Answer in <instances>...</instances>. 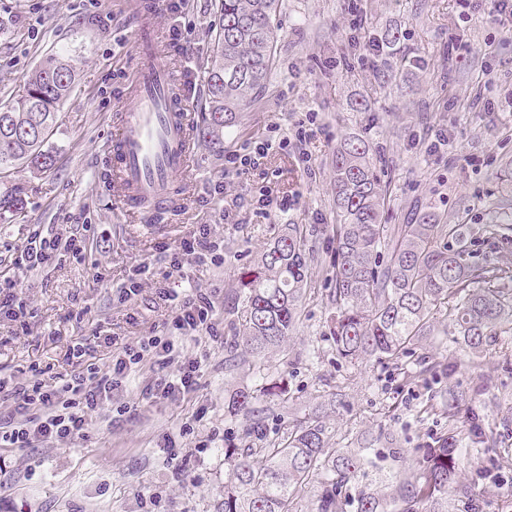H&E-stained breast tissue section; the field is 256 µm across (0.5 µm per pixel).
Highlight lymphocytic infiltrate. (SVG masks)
Here are the masks:
<instances>
[{
  "label": "lymphocytic infiltrate",
  "instance_id": "lymphocytic-infiltrate-1",
  "mask_svg": "<svg viewBox=\"0 0 512 512\" xmlns=\"http://www.w3.org/2000/svg\"><path fill=\"white\" fill-rule=\"evenodd\" d=\"M87 252L86 241L80 236L61 238L49 230H35L25 244L13 254L15 267L22 271L44 268L61 257L81 262ZM208 260L223 263L219 243L211 236L208 225H197L183 240L178 252L171 256L170 267L181 271L185 262ZM163 301L173 303L172 335L148 336L136 344L119 347L113 353L108 369L90 363L70 378L49 385L40 371H33L25 382L13 376H0V401L10 404L7 414L0 415V445L9 448H36L55 439L84 435L90 425V413L111 404L112 395L145 357L171 366V373L150 394L185 395L195 390L199 367L196 361L181 359L175 349L176 335L199 337L214 335V304L208 294L195 292L182 295L163 288Z\"/></svg>",
  "mask_w": 512,
  "mask_h": 512
}]
</instances>
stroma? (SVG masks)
Masks as SVG:
<instances>
[{"instance_id": "1", "label": "stroma", "mask_w": 512, "mask_h": 512, "mask_svg": "<svg viewBox=\"0 0 512 512\" xmlns=\"http://www.w3.org/2000/svg\"><path fill=\"white\" fill-rule=\"evenodd\" d=\"M359 6L366 24L354 32L348 0H282L266 90L225 129L222 148L198 141L185 182L188 201L166 233L155 235L146 228L150 213L129 211L115 198L107 154L118 113L132 106L136 18L128 0H0V101L19 98L47 54L65 53L77 73L49 140L53 168L36 174L22 167L8 180L24 211L0 220V253L21 246L37 224L65 237L86 234L91 248L85 262L65 259L24 274L0 262V275L16 278L32 309L22 324L0 315V371L23 382L36 367L46 382H57L78 370L72 349L80 343L89 347L86 362L107 368L114 348L163 333L171 308L159 300L160 286L181 292L190 284L207 293L219 331L177 343L181 356L199 362L195 391L146 398L145 388L166 373L149 360L112 399L128 409L120 419L96 413L84 437L0 447V512H222L228 445L280 440L296 419L317 412L330 443L373 440L384 429L396 447L419 448L447 427L443 399L458 392L467 396L462 413H477L488 438L464 475L484 512H501L512 486L493 476L512 474V337L478 357L439 335L394 368L345 362L327 339L328 263L335 248L331 157L354 132L383 161L388 223H401L420 204L452 224L490 221L488 203L500 196V174L512 162V124L486 102L512 89V41L487 25L484 0H474L464 19L456 0H359ZM187 19L166 60L180 80L193 81L187 105L203 120L204 71L219 21L215 0H191ZM388 30L400 35L399 54L364 64L369 43ZM452 37L459 50H449ZM404 55L419 67L402 66ZM365 94L372 97L370 111H350V101ZM310 112L319 124L311 139L269 152L260 174L225 173V155L246 153L274 127L294 135ZM441 128L447 145L428 153ZM218 182L220 196L212 193ZM262 196L271 201L265 216L256 212ZM200 224L223 240V264L171 271L170 255ZM292 224L312 257L293 338L262 359L232 357L242 305L237 271ZM473 259L503 269L500 285L512 289V224L485 237ZM135 273L141 291L121 300ZM449 362L451 374L418 373L421 364ZM271 377L287 380L288 401L260 402L257 434L229 400L240 390L259 391Z\"/></svg>"}]
</instances>
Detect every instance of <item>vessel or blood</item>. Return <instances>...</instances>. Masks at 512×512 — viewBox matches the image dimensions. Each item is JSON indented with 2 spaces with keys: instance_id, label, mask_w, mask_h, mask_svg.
Wrapping results in <instances>:
<instances>
[{
  "instance_id": "obj_1",
  "label": "vessel or blood",
  "mask_w": 512,
  "mask_h": 512,
  "mask_svg": "<svg viewBox=\"0 0 512 512\" xmlns=\"http://www.w3.org/2000/svg\"><path fill=\"white\" fill-rule=\"evenodd\" d=\"M135 52L133 106L121 114L109 145L112 184L127 206L167 216L186 201L176 181L194 151L192 115L185 108V87L164 60L156 28L139 23Z\"/></svg>"
}]
</instances>
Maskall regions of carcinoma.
<instances>
[{"mask_svg":"<svg viewBox=\"0 0 512 512\" xmlns=\"http://www.w3.org/2000/svg\"><path fill=\"white\" fill-rule=\"evenodd\" d=\"M281 0H219L221 23L207 67L208 117L198 136L221 140L237 114L265 89L276 54ZM76 80L62 53L47 57L29 76L25 93L0 102V183L19 167L45 172L54 156L47 147L59 109ZM369 141L358 134L332 155L336 250L330 258L329 298L335 306L329 336L336 356L349 363L397 365L432 335L439 315L443 333L474 356L512 335V289L495 286L500 269L467 261L468 244L512 224V193L490 203L495 217L477 227L446 224L420 207L402 224H388L385 195ZM0 208L15 216L23 200L11 187ZM309 273L300 232L294 225L238 271L243 298L240 339L233 348L261 358L288 344L299 321ZM262 396L287 401L288 383L273 378ZM258 397L240 391L232 408L255 413ZM448 429L421 448H390L393 461L414 457L409 469L371 478L370 449L327 447L328 428L314 414L294 425L284 441L264 448L224 449L230 465L224 482V512H297L308 486L318 485L312 512H483L462 473L464 440L485 443L480 417L457 426L458 405L444 409Z\"/></svg>","mask_w":512,"mask_h":512,"instance_id":"carcinoma-1","label":"carcinoma"}]
</instances>
